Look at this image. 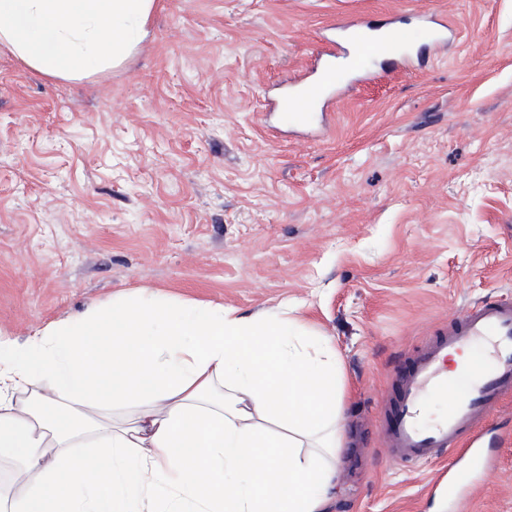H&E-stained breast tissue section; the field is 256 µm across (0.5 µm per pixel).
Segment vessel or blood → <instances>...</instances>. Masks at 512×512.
I'll list each match as a JSON object with an SVG mask.
<instances>
[{"label": "vessel or blood", "instance_id": "vessel-or-blood-1", "mask_svg": "<svg viewBox=\"0 0 512 512\" xmlns=\"http://www.w3.org/2000/svg\"><path fill=\"white\" fill-rule=\"evenodd\" d=\"M420 46L402 51L396 46L399 20H377L366 15L338 20L335 37L326 38L324 49L311 65L310 78L291 83L278 98L279 112L301 121L310 105L328 102L336 90V62L349 60L357 80L374 77L380 66L404 71L444 52L452 34L445 17L427 15ZM484 343L476 360L464 366L465 384L449 380V357L473 343ZM448 398L434 420H427L429 398ZM512 397V298L484 300L467 307L448 326L426 337L397 380L383 413L380 442L397 462L415 465L439 457L442 452H461L475 463L491 460L493 439L484 428L501 403Z\"/></svg>", "mask_w": 512, "mask_h": 512}]
</instances>
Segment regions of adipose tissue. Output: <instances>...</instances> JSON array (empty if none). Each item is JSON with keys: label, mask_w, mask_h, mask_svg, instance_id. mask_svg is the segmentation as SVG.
<instances>
[{"label": "adipose tissue", "mask_w": 512, "mask_h": 512, "mask_svg": "<svg viewBox=\"0 0 512 512\" xmlns=\"http://www.w3.org/2000/svg\"><path fill=\"white\" fill-rule=\"evenodd\" d=\"M156 0H0L62 80L121 64ZM340 363L299 322L148 289L0 340V512H327Z\"/></svg>", "instance_id": "1"}]
</instances>
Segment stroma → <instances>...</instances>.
<instances>
[{
    "mask_svg": "<svg viewBox=\"0 0 512 512\" xmlns=\"http://www.w3.org/2000/svg\"><path fill=\"white\" fill-rule=\"evenodd\" d=\"M446 13L422 69L270 111L348 15ZM120 67L62 81L0 48V336L153 288L287 312L343 371L331 512H448L376 417L424 336L512 295V0H159ZM461 512H512V401Z\"/></svg>",
    "mask_w": 512,
    "mask_h": 512,
    "instance_id": "stroma-1",
    "label": "stroma"
}]
</instances>
